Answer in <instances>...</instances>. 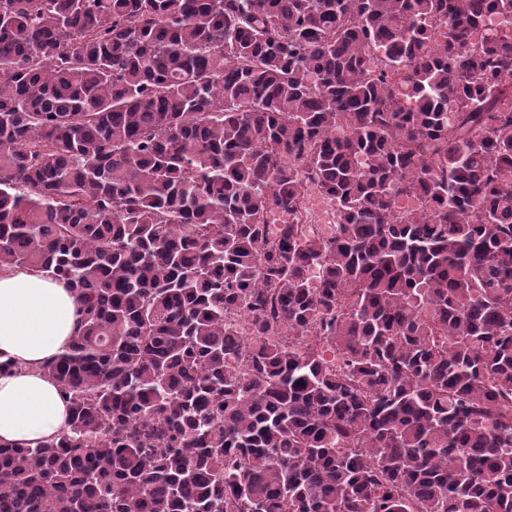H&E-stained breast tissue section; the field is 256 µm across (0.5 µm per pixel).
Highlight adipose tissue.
Masks as SVG:
<instances>
[{
  "label": "adipose tissue",
  "instance_id": "1",
  "mask_svg": "<svg viewBox=\"0 0 512 512\" xmlns=\"http://www.w3.org/2000/svg\"><path fill=\"white\" fill-rule=\"evenodd\" d=\"M79 318L63 282L26 269L0 271V357L16 364L0 375V442H36L66 429L68 407L42 367L65 350Z\"/></svg>",
  "mask_w": 512,
  "mask_h": 512
}]
</instances>
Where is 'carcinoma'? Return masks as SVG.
<instances>
[{
  "mask_svg": "<svg viewBox=\"0 0 512 512\" xmlns=\"http://www.w3.org/2000/svg\"><path fill=\"white\" fill-rule=\"evenodd\" d=\"M1 268L0 512H512V0H0ZM306 208L308 214H311L313 220L310 224H335V206L333 202L328 200L321 192L315 188L308 189L306 193ZM312 199V205L310 207L309 201ZM79 305L63 282L27 269L0 271V442H36L62 433L69 418L43 365L76 335Z\"/></svg>",
  "mask_w": 512,
  "mask_h": 512,
  "instance_id": "carcinoma-1",
  "label": "carcinoma"
}]
</instances>
